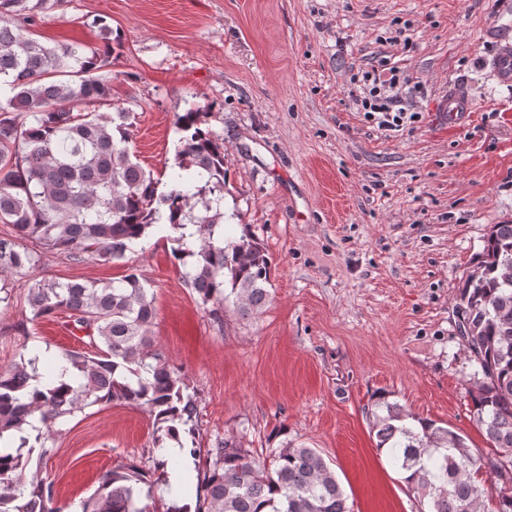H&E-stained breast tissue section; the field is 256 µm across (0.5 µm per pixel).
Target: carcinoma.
<instances>
[{
    "label": "carcinoma",
    "mask_w": 512,
    "mask_h": 512,
    "mask_svg": "<svg viewBox=\"0 0 512 512\" xmlns=\"http://www.w3.org/2000/svg\"><path fill=\"white\" fill-rule=\"evenodd\" d=\"M49 0H0V273L25 278L39 249L67 259L82 255L122 262L141 240L159 232L171 242L181 278L216 313L230 303L242 317L270 300L271 260L257 239L224 236V139L204 127L205 113H176L180 134L166 189L132 160L130 112L111 105V88L95 72L121 46L97 20L104 43L47 46L32 37ZM32 318L64 312L90 331L91 354L63 350L73 383L53 384L33 355L0 370V512H61L54 485L30 471L33 453L68 416L87 406L121 402L154 418V447L179 432L194 433L196 399L181 370L157 351L151 284L136 269L118 281L42 279L27 288ZM466 333L460 339L478 366L468 395L473 420L496 449L484 462L465 437L380 398L367 411L376 448L402 474L427 512H512V224L490 227L474 269L458 291ZM22 433L15 447L7 430ZM153 468L132 460L107 471L82 512H159ZM487 475L503 487L486 509ZM195 509L164 512H351L336 474L315 448L285 445L257 459L233 438L207 449L197 469Z\"/></svg>",
    "instance_id": "cac0c4a2"
}]
</instances>
